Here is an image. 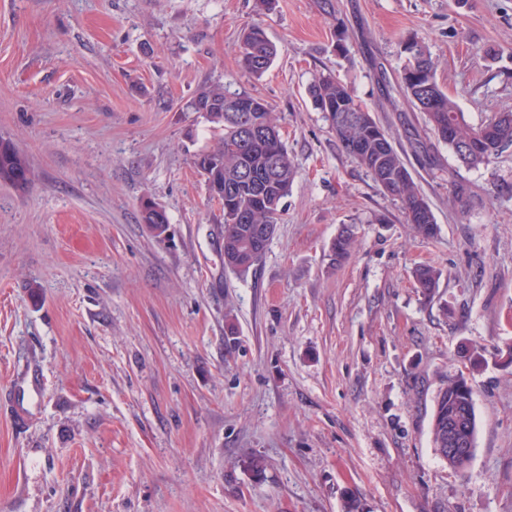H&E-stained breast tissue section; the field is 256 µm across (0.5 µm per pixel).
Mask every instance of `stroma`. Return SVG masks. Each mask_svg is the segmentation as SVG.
Returning a JSON list of instances; mask_svg holds the SVG:
<instances>
[{
  "label": "stroma",
  "mask_w": 512,
  "mask_h": 512,
  "mask_svg": "<svg viewBox=\"0 0 512 512\" xmlns=\"http://www.w3.org/2000/svg\"><path fill=\"white\" fill-rule=\"evenodd\" d=\"M333 2L0 0V139L32 170L0 185V512H512V146L461 166L399 93L415 38L468 123L512 112V0ZM254 23L278 50L258 78L239 65ZM326 69L389 132L433 236L312 105ZM216 84L269 103L295 171L243 276L195 164L220 133L190 103ZM462 345L485 364L455 471L431 418ZM413 278L425 298H430L438 286L439 271L430 265H419L413 270Z\"/></svg>",
  "instance_id": "obj_1"
}]
</instances>
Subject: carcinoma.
Wrapping results in <instances>:
<instances>
[{"instance_id": "carcinoma-1", "label": "carcinoma", "mask_w": 512, "mask_h": 512, "mask_svg": "<svg viewBox=\"0 0 512 512\" xmlns=\"http://www.w3.org/2000/svg\"><path fill=\"white\" fill-rule=\"evenodd\" d=\"M407 62L403 68V95L424 113L437 139L455 152L468 139L479 143L490 139L512 145V112L488 116L477 125L469 124L464 112L438 83L437 62L417 40L403 43ZM277 55L276 45L258 24L245 28L240 39V66L260 77ZM312 104L326 113L342 150L364 168L387 195L402 204L406 221L426 237L435 233L436 220L428 199L420 193L400 153L373 114L355 100L352 90L329 71L320 73L308 87ZM190 107L202 113L215 128L223 131L215 146L201 154L197 165L205 177L224 181V265L245 275L265 254L249 255L252 229L275 224L282 201L288 196L294 169L269 105L247 91L228 92L221 85L202 89ZM31 179L26 157L10 142L0 140V183L25 188ZM354 231L345 226L332 244L334 260L350 255ZM413 278L422 295L431 297L438 286L439 271L419 265ZM467 370L456 374L440 389L431 422L432 447L454 469L465 464L461 456L448 452V424L454 423L463 438L475 445L476 412L473 371L484 364L482 355H466Z\"/></svg>"}]
</instances>
